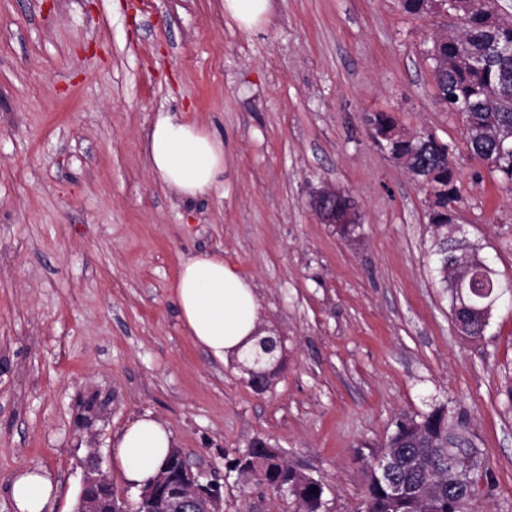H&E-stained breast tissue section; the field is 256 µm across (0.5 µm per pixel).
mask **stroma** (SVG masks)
<instances>
[{
	"label": "stroma",
	"instance_id": "obj_1",
	"mask_svg": "<svg viewBox=\"0 0 512 512\" xmlns=\"http://www.w3.org/2000/svg\"><path fill=\"white\" fill-rule=\"evenodd\" d=\"M445 25L400 0H271L249 31L222 0H0V512L28 466L74 512L143 412L219 479L224 512L297 510L234 469L259 436L322 479L324 512H363L365 460L440 405L467 414L495 484L469 512H512V301L482 339L457 331L426 195L368 124L454 145L458 222L512 277V194L436 96ZM160 111L223 139V195L182 200L152 173ZM327 187L354 199L353 234L314 213ZM203 250L252 281L284 344L267 390L182 327L172 285Z\"/></svg>",
	"mask_w": 512,
	"mask_h": 512
}]
</instances>
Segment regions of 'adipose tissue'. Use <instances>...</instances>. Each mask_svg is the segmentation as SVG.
<instances>
[{"label":"adipose tissue","mask_w":512,"mask_h":512,"mask_svg":"<svg viewBox=\"0 0 512 512\" xmlns=\"http://www.w3.org/2000/svg\"><path fill=\"white\" fill-rule=\"evenodd\" d=\"M153 173L170 191L195 199L224 186V142L198 123L174 112L158 113L147 140ZM183 327L216 359L243 356L255 343L261 321L257 294L249 279L204 251L185 260L173 284ZM175 446L170 427L151 413L129 421L112 440V468L134 488L158 474ZM7 491L15 512H53L57 485L44 469L17 471Z\"/></svg>","instance_id":"ef3b65f1"}]
</instances>
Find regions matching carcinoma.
Instances as JSON below:
<instances>
[{
    "mask_svg": "<svg viewBox=\"0 0 512 512\" xmlns=\"http://www.w3.org/2000/svg\"><path fill=\"white\" fill-rule=\"evenodd\" d=\"M405 12L424 15L437 8L464 19V25L438 32L432 39L428 56L433 61V78L440 101L448 111L461 118L465 142L470 155L497 175L501 186L512 192V22L502 23L491 0L478 6H467V0H401ZM372 136L376 137L396 126L394 117L378 113L370 120ZM397 152L409 158L417 175V182H434L444 194L429 210L432 239L429 254L433 257L440 284L447 293L452 319L475 321V316L460 307L458 292L448 277V266L457 257L448 240V224L452 211L460 202L455 186V171L451 162L453 149L430 134L418 133L397 143ZM472 256L471 277L475 292L466 298L477 304L483 296L495 293L500 284L497 274L485 275L484 258L479 247L469 245ZM459 448L473 443L468 418L462 412H450L445 406L433 408L420 418L401 417L389 435L384 448L411 460L412 465L399 474L406 494L394 497L385 485L377 481V465L367 463L368 484L364 512H416L420 465H438L443 468L444 484L464 487L468 501L457 506L448 499L447 489L431 498L427 512H467L469 500L478 492L483 481L489 480V471L482 463L464 476L448 468V442ZM251 457L272 461L276 446L264 437H258L250 446ZM279 485L288 490L299 503L300 512H320L324 483H317L295 471L285 468L276 472ZM318 492L311 493L312 489ZM169 499L155 497L139 500L134 512H167Z\"/></svg>",
    "mask_w": 512,
    "mask_h": 512,
    "instance_id": "obj_1",
    "label": "carcinoma"
}]
</instances>
